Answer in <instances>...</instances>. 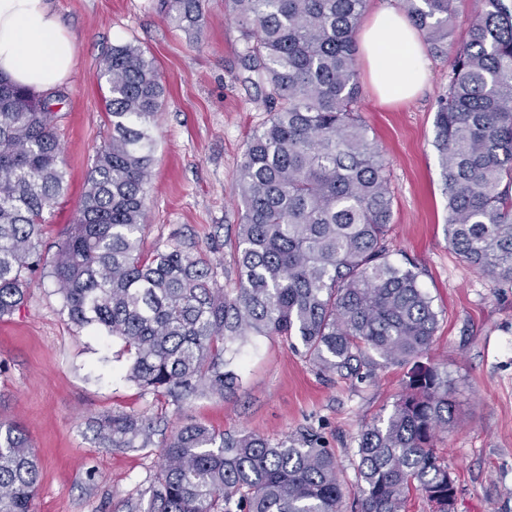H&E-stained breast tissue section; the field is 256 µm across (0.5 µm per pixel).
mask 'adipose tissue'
Wrapping results in <instances>:
<instances>
[{
	"label": "adipose tissue",
	"mask_w": 512,
	"mask_h": 512,
	"mask_svg": "<svg viewBox=\"0 0 512 512\" xmlns=\"http://www.w3.org/2000/svg\"><path fill=\"white\" fill-rule=\"evenodd\" d=\"M369 81L380 103L414 96L425 80L418 32L392 8L376 11L361 34ZM75 65L73 38L47 0H0V75L40 93Z\"/></svg>",
	"instance_id": "adipose-tissue-1"
}]
</instances>
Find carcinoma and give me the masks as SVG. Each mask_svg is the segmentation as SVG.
Returning <instances> with one entry per match:
<instances>
[{
    "label": "carcinoma",
    "mask_w": 512,
    "mask_h": 512,
    "mask_svg": "<svg viewBox=\"0 0 512 512\" xmlns=\"http://www.w3.org/2000/svg\"><path fill=\"white\" fill-rule=\"evenodd\" d=\"M242 64L265 88L269 119L237 167L244 211L238 278L220 284L180 243L146 252L144 185L166 89L145 51L119 44L101 61L108 140L96 152L72 224L43 249L44 214L67 189L56 129L60 89L33 93L0 76V319L50 278L71 324L120 338L126 377L179 407L241 386L237 343L295 339L319 373L364 380L426 354L438 325L418 273L389 258L393 197L384 158L358 110L355 33L367 0H225ZM436 55L447 53L452 0H399ZM200 34L205 0H160ZM435 144L448 243L486 277L512 282V3L482 0L454 50L438 99ZM448 373L418 364L389 412L365 423L352 454L356 512H407L419 494L455 512L456 481L435 446L448 428ZM153 421L113 411L98 446H158L147 512H341L334 452L306 432L277 443L182 426L160 443ZM39 464L22 429L0 423V512H32Z\"/></svg>",
    "instance_id": "cac0c4a2"
}]
</instances>
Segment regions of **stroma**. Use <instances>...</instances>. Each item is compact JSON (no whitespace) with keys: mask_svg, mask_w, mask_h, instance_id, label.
Returning a JSON list of instances; mask_svg holds the SVG:
<instances>
[{"mask_svg":"<svg viewBox=\"0 0 512 512\" xmlns=\"http://www.w3.org/2000/svg\"><path fill=\"white\" fill-rule=\"evenodd\" d=\"M72 34L75 66L57 127L68 187L47 213L43 241L71 224L97 150L109 135L100 64L130 43L153 57L166 88L153 130L155 161L145 186V249L195 245L236 280L232 244L241 220L236 170L247 139L267 121L260 90L243 82L240 32L224 0H206L199 38L169 24L159 0H49ZM424 90L378 102L361 81V115L387 163L393 196L391 259L414 262L439 325L424 363L448 374L454 418L437 446L457 478L456 512H512V283H495L448 243L447 199L435 148V112L448 86V59L428 54ZM122 340L71 324L52 279L36 282L0 320V421L24 427L40 463L33 512H128L148 501L159 469L155 449L98 447L94 420L113 411L163 419L169 429L202 423L276 443L314 432L333 449L352 512L351 455L364 422L391 409L407 368L381 365L372 378L326 377L284 339L258 337L238 357L239 389L176 407L124 377Z\"/></svg>","mask_w":512,"mask_h":512,"instance_id":"stroma-1","label":"stroma"}]
</instances>
